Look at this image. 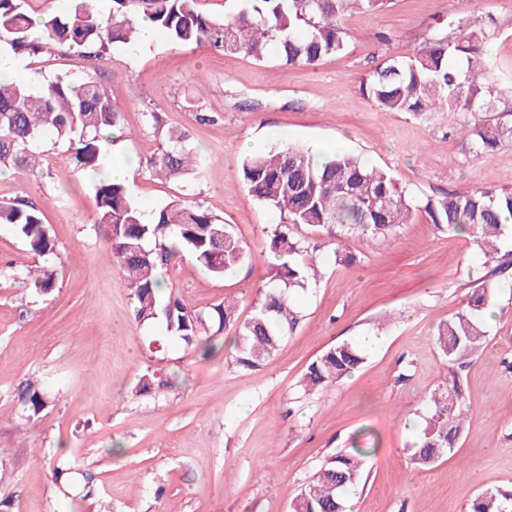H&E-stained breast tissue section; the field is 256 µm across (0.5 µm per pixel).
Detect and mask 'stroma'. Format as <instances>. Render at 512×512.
<instances>
[{"instance_id": "1", "label": "stroma", "mask_w": 512, "mask_h": 512, "mask_svg": "<svg viewBox=\"0 0 512 512\" xmlns=\"http://www.w3.org/2000/svg\"><path fill=\"white\" fill-rule=\"evenodd\" d=\"M455 0H390L350 19L346 50L313 68L258 63L215 49L190 50L156 33L130 50L111 47L93 63L51 48L19 55L44 80L92 77L123 113L126 136L115 161L135 159L132 190L144 209L184 193L232 225L252 253L228 278L190 258L172 263L167 286L198 310L235 298L240 319L261 299L273 256L262 249L280 215L257 203L239 166L249 152L300 144L358 154L399 179L416 200L448 191L512 189V147L473 154L445 114L380 111L360 90L362 77L389 57L411 53ZM474 27L495 20L494 50L512 85V0H473ZM391 37L382 44L378 33ZM153 119H146L145 111ZM212 115L201 123L198 113ZM207 160L201 178L179 186L158 179L148 159L170 129ZM43 173L0 176V201L38 205L58 244L42 259L0 225V499L8 512H89L78 489L53 481L58 457L75 460L109 495L112 512H289L292 498L337 452L360 446L367 481L352 496L357 512H464L478 494L512 486V252L484 264L466 236L439 231L425 215L364 244L353 238L352 265L335 261L330 237L295 228L319 258L318 275L299 298L301 320L259 370L235 367L232 340L205 358L164 338L159 324L135 318V301L106 253V227L95 224L92 175H78L67 145L46 137ZM49 263L55 290L36 295L24 273ZM506 282L488 322V345L459 379L469 426L453 454L431 469L413 468L408 445L417 410L447 382L432 329L461 305L476 279ZM382 337L362 367L307 394L308 365L344 340ZM168 380L146 396L133 389L146 370ZM43 379L53 398L33 428H21L20 384ZM234 418L225 427V418Z\"/></svg>"}]
</instances>
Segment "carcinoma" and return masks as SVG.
I'll use <instances>...</instances> for the list:
<instances>
[{
  "label": "carcinoma",
  "mask_w": 512,
  "mask_h": 512,
  "mask_svg": "<svg viewBox=\"0 0 512 512\" xmlns=\"http://www.w3.org/2000/svg\"><path fill=\"white\" fill-rule=\"evenodd\" d=\"M224 17L200 8V0H107L103 11L95 0H69L67 10L34 24L24 0H0V42L14 54L37 55L49 46H67L90 60H101L114 44L138 45L137 20L149 19L173 43L242 54L256 62L275 60L281 66L315 67L346 49V20L373 14L388 0H225ZM457 13L405 56L396 55L361 81L368 99L384 112H481L494 106L505 89L497 79L492 50L496 31L471 29L467 14L473 0H456ZM472 152L512 146V124L482 123L461 128ZM52 135L70 143L68 161L85 174L96 173L112 160L107 146L124 137L121 111L101 86L88 79L74 82L58 76L33 95L8 77L0 79V168L28 169L43 165L38 144ZM187 134L169 130L165 142L148 159L156 176L184 181L201 177L206 161L188 149ZM240 177L254 200L280 213L281 222L267 231L271 252L288 262L269 271L255 313L239 320L232 299L207 311L189 307L174 288H164L163 271L190 257L216 278H225L253 259L231 225L202 204L175 196L151 211L136 201L130 187L112 180L95 183V223L109 227L112 261L123 274L137 302L136 318L161 323L167 336L205 357L219 347L213 338L233 333L232 364L256 370L272 358L301 319L295 296L315 279L318 264L292 228L306 226L336 239V260L351 264L346 240L377 239L409 224L422 213L442 232L467 236L485 261L512 242V190L484 187L451 191L418 204L391 174L345 151L322 159L309 148L282 145L246 157ZM0 224L9 225L32 253L55 254L57 243L43 212L26 201L0 202ZM25 276L37 292L48 294L56 284L49 265ZM501 287L487 281L472 291L448 320L432 333L433 344L448 364V384L426 400V414L413 444L410 463L428 468L453 452L467 426L461 405L458 372L476 363L487 342L485 313L495 307ZM365 360L359 343L329 347L307 368L301 389L314 392L356 371ZM167 385L155 372L141 376L136 395H149ZM18 399L27 419L51 403L36 381L21 384ZM363 479L354 454H336L314 473L290 503V512H345L348 496ZM466 512H512V489L479 494Z\"/></svg>",
  "instance_id": "1"
}]
</instances>
